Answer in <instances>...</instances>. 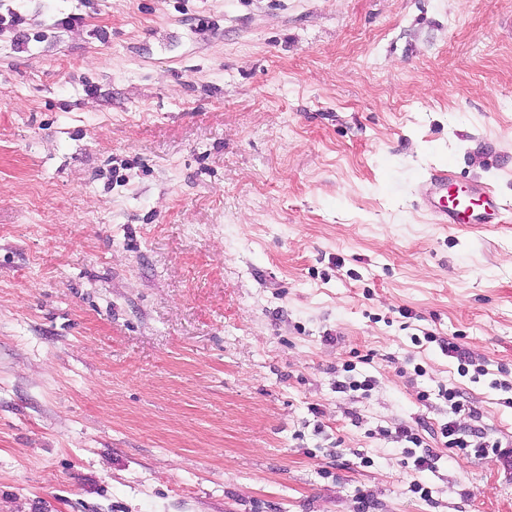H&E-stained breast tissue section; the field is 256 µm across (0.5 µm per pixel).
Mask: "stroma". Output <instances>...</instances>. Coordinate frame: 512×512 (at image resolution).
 Wrapping results in <instances>:
<instances>
[{"mask_svg":"<svg viewBox=\"0 0 512 512\" xmlns=\"http://www.w3.org/2000/svg\"><path fill=\"white\" fill-rule=\"evenodd\" d=\"M11 10L0 512H512L441 436L452 388L512 443V216L416 204L440 165L512 204V0ZM396 438L400 441H405L406 443L411 444L412 446H407V453L410 458L413 459L412 467L416 472H422L427 470L431 466L432 454L430 452H424L420 455H417L416 451H413L411 448H420L422 445L421 438L418 433H416L415 429L410 426H401L395 430ZM410 448V449H409Z\"/></svg>","mask_w":512,"mask_h":512,"instance_id":"35a3bbf8","label":"stroma"}]
</instances>
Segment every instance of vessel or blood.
I'll list each match as a JSON object with an SVG mask.
<instances>
[{"instance_id": "vessel-or-blood-1", "label": "vessel or blood", "mask_w": 512, "mask_h": 512, "mask_svg": "<svg viewBox=\"0 0 512 512\" xmlns=\"http://www.w3.org/2000/svg\"><path fill=\"white\" fill-rule=\"evenodd\" d=\"M427 181L447 190L443 196L420 197L423 209L438 224H500L511 208L488 190L457 182L449 168L431 169Z\"/></svg>"}]
</instances>
